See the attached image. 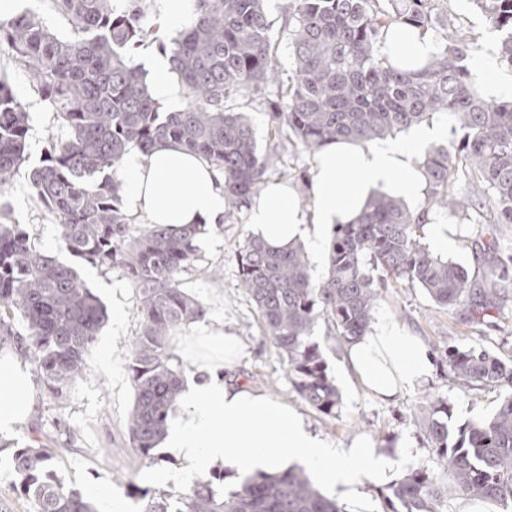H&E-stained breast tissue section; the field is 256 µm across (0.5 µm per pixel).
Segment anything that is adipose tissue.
<instances>
[{"label": "adipose tissue", "instance_id": "adipose-tissue-1", "mask_svg": "<svg viewBox=\"0 0 512 512\" xmlns=\"http://www.w3.org/2000/svg\"><path fill=\"white\" fill-rule=\"evenodd\" d=\"M391 54L414 63L438 51L431 36L408 25L391 26L385 36ZM149 93L164 106L175 105L180 87L167 58L144 59ZM480 91L489 98L512 96V71L489 55L475 59ZM444 133L440 126H416L405 135L367 145L332 142L315 156L312 204L303 206L289 182H266L248 211L253 237L276 250L306 243L315 257L328 250L334 228L352 222L370 197L385 193L405 200L426 188L418 164L429 145ZM122 202L128 213L152 224L174 227L214 224L226 201L214 169L199 155L176 144L133 150L121 163ZM200 341L210 353L207 379L186 387L169 417L162 445L198 472L221 464L240 475L279 471L299 465L338 499L364 507L368 487L397 480L410 449L389 456L361 435L335 448L311 432L288 402L236 381L231 373L242 342L231 331H206ZM348 365L372 396L388 401L427 382L434 364L425 342L385 314H374L369 330L351 344ZM32 390L26 366L0 357V435L15 431L27 418Z\"/></svg>", "mask_w": 512, "mask_h": 512}]
</instances>
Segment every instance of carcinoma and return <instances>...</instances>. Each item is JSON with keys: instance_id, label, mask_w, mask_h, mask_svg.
Listing matches in <instances>:
<instances>
[{"instance_id": "1", "label": "carcinoma", "mask_w": 512, "mask_h": 512, "mask_svg": "<svg viewBox=\"0 0 512 512\" xmlns=\"http://www.w3.org/2000/svg\"><path fill=\"white\" fill-rule=\"evenodd\" d=\"M263 2L195 0L194 18L170 54L187 103L165 114L151 98L141 66L128 55L152 33L139 0H129L123 10L115 0H52L78 32L71 39L51 32L34 14L0 23V46L27 71L64 129L29 173L37 201L58 219L61 249L119 270L138 291L141 326L128 365L134 389L128 432L145 458L155 457L183 390L179 371L169 364L167 340L174 330L203 320L208 309L182 288V275L196 261L201 226L149 224L132 234V218L119 204L121 162L132 148L148 152L160 143L178 144L222 173L230 209L248 207L278 148L260 153L250 121L233 107L237 98L280 79L273 23ZM380 2L292 0L293 68L283 100L270 103L274 131L315 152L339 140L368 144L431 114H446L463 132L461 139L425 151L420 208L379 193L353 223L335 228L321 282L312 281L307 255L297 245L275 252L251 237L237 256L241 287L286 361L295 390L325 415L336 412L340 394L311 340L319 318L350 344L369 328L385 275L417 285L435 305L464 309L474 319L508 297L497 282L512 283V254L498 260L497 280L479 284L422 242L431 215H466L489 204L499 223L512 224V100L481 96L465 64L480 46L462 26L438 37V52L421 69L391 62L382 52L385 29L406 24L428 31L430 0H387L388 9ZM473 2L502 32L500 55L512 67V0ZM29 130L24 104L1 80L0 190L25 161ZM462 180L460 194L455 186ZM106 320L104 305L73 266L42 252L21 225L0 224V350L20 348L48 391L62 399L83 377L85 357ZM448 367L462 389L506 386L508 393L490 419L456 429L448 425V405L432 402L420 430L446 466L454 491L512 505V359L481 346L450 348ZM11 459L18 491L34 501L35 512H97L83 492L63 484L50 449L15 448ZM222 481V471L195 481L174 511L143 490L142 512H341L302 469L249 477L228 495L219 490ZM392 496L402 509L391 512H444L448 490L417 468Z\"/></svg>"}]
</instances>
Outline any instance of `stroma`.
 <instances>
[{
    "instance_id": "obj_1",
    "label": "stroma",
    "mask_w": 512,
    "mask_h": 512,
    "mask_svg": "<svg viewBox=\"0 0 512 512\" xmlns=\"http://www.w3.org/2000/svg\"><path fill=\"white\" fill-rule=\"evenodd\" d=\"M436 25L455 22L470 27L481 46L499 45L500 32L475 9L472 0H432ZM0 80L9 84L25 104L30 117L27 141L29 165H38L52 138L61 136L57 115L33 90L29 78L15 56L0 47ZM279 86H268L263 93L248 95L235 103L237 111L247 115L255 130L260 150H267L271 136L269 102L280 99ZM280 157L270 178H284L297 187L303 203H310L311 191L305 179L311 176L314 153L305 152L291 142H283ZM0 222L22 225L40 249L61 260L69 255L61 250L59 226L53 214L35 199L26 172H19L4 194L0 195ZM460 231L455 249L448 259L464 266L477 281L490 278V266L481 253L475 252L473 241L477 225H491L496 233V250L512 248V224H500L491 208L472 214L470 219H450ZM250 235L245 213H237L221 224L206 226L197 240V259L183 275L185 290L200 298L208 308L202 321L175 331L168 340L171 365L183 379L204 381L207 373L202 362L186 353L203 328L231 326L240 337L243 355L234 372L244 384L283 399L302 413L310 429L333 447L348 444L357 434L374 439L382 451L397 454L403 446L413 450L406 469H428L436 483L449 481L447 470L440 464L424 441L418 424L420 414L430 399L445 400L452 425L478 421L493 414L504 391L499 387H476L460 390L450 380L448 368L439 355L448 346L481 345L503 358L512 357V300L501 309L492 310L483 319L467 323L466 315L457 310L436 306L419 287L396 280L387 281L378 311L393 322L404 325L420 336L436 360L432 378L393 402L373 398L348 371L344 357L346 346L334 337L330 321L318 320L313 339L317 342L327 371L341 395L335 414L324 415L308 406L295 391L288 366L273 342L263 331L261 318L239 284L237 254ZM86 286L104 304L120 298L125 315L121 323L106 324L100 342L94 343L86 356L85 374L67 397L55 399L41 380H33V407L28 422L8 439L0 437V446L11 448L44 445L53 448L55 467L64 484L97 497L99 489L126 498L131 512H141L142 502L129 495L130 485L149 489L151 497L175 501L177 494L189 489L197 473L188 471L181 457L160 449L158 458H143L133 448L128 433V418L133 405L132 382L128 375L131 343L140 329L139 295L119 270H107L81 262L77 265ZM111 339L115 372L102 369V339ZM171 473L165 483L150 479L154 472Z\"/></svg>"
}]
</instances>
